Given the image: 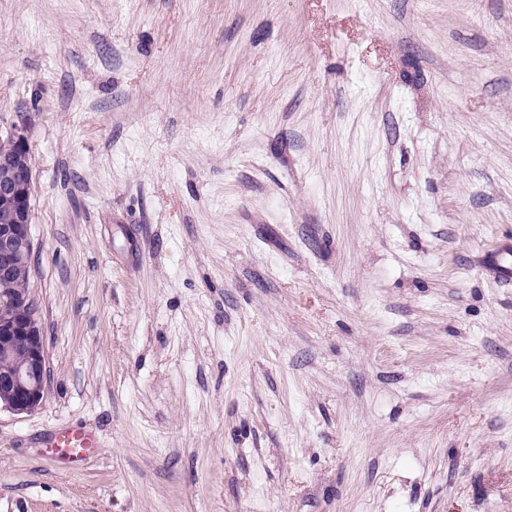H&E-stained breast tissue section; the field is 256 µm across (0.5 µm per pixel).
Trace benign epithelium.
<instances>
[{"label": "benign epithelium", "mask_w": 512, "mask_h": 512, "mask_svg": "<svg viewBox=\"0 0 512 512\" xmlns=\"http://www.w3.org/2000/svg\"><path fill=\"white\" fill-rule=\"evenodd\" d=\"M33 155L24 117L0 124V409L31 414L46 395V336L33 272Z\"/></svg>", "instance_id": "obj_1"}]
</instances>
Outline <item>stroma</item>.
Segmentation results:
<instances>
[{
    "mask_svg": "<svg viewBox=\"0 0 512 512\" xmlns=\"http://www.w3.org/2000/svg\"><path fill=\"white\" fill-rule=\"evenodd\" d=\"M19 115L0 512H512V0H0ZM0 120V410L31 414L46 395V336L33 272V155L27 121ZM44 448H51L52 454L78 461L98 447L96 435L89 430L59 431L47 439Z\"/></svg>",
    "mask_w": 512,
    "mask_h": 512,
    "instance_id": "35a3bbf8",
    "label": "stroma"
}]
</instances>
